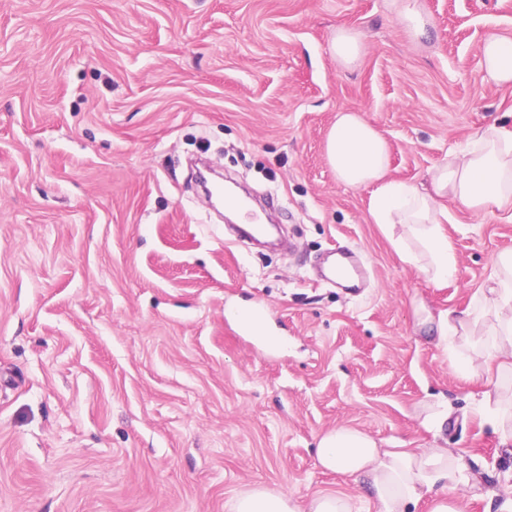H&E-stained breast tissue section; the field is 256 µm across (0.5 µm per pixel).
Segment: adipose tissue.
<instances>
[{
	"label": "adipose tissue",
	"mask_w": 512,
	"mask_h": 512,
	"mask_svg": "<svg viewBox=\"0 0 512 512\" xmlns=\"http://www.w3.org/2000/svg\"><path fill=\"white\" fill-rule=\"evenodd\" d=\"M480 66L486 83L511 85L512 38L488 35ZM326 155L339 182L370 188V216L393 233L400 259L438 285L448 284L455 272L454 249L444 230L453 221L450 203L476 215L512 211V130L497 120L449 151L447 160L430 169L418 185L389 178L385 137L355 111L337 114ZM398 226L405 228V235H395ZM496 265L492 287L464 310L435 316L423 303L413 305L421 326L436 331L431 344L451 347L453 337L463 339V346L453 349L451 364L466 376L473 374L479 358L512 375V253L500 254ZM318 460L325 470L345 473L365 487L380 512H406L424 499L430 500L431 512H461L454 491L481 483L463 458L449 449L383 450L368 434L350 427L321 436ZM229 512H354V504L347 495L324 494L313 497L302 510L290 494L255 488L234 498Z\"/></svg>",
	"instance_id": "obj_1"
}]
</instances>
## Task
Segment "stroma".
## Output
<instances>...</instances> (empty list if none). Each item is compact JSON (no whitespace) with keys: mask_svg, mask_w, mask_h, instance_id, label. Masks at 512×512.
<instances>
[{"mask_svg":"<svg viewBox=\"0 0 512 512\" xmlns=\"http://www.w3.org/2000/svg\"><path fill=\"white\" fill-rule=\"evenodd\" d=\"M419 3L415 39L393 0H0V512H227L258 485L380 512L319 464L320 435L344 425L382 448L449 446L482 489L512 488L475 413L512 379L462 377L411 307L474 301L512 251V214L451 204L455 276L438 288L326 159L345 110L415 183L493 119L512 125V85L480 73L486 36L512 37V0ZM340 26L366 46L351 71L329 50ZM197 155L291 248L233 242ZM333 249L369 264L361 295L317 277ZM256 306L275 342L226 316Z\"/></svg>","mask_w":512,"mask_h":512,"instance_id":"1","label":"stroma"}]
</instances>
